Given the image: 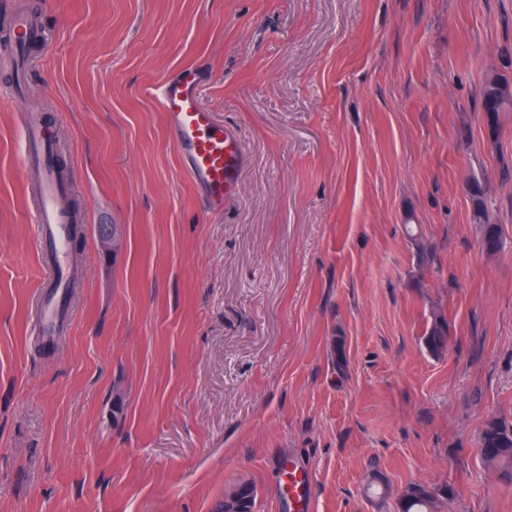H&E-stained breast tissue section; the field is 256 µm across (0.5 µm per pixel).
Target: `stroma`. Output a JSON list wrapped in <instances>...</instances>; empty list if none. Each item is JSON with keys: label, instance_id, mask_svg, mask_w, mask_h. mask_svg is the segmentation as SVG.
<instances>
[{"label": "stroma", "instance_id": "1", "mask_svg": "<svg viewBox=\"0 0 512 512\" xmlns=\"http://www.w3.org/2000/svg\"><path fill=\"white\" fill-rule=\"evenodd\" d=\"M24 8L46 37L23 73L0 65L23 88L0 110V512H211L242 482L254 512H292L289 458L314 512H396L418 482L454 486L445 512H512L478 445L512 424V112L493 141L477 104L488 72L512 80V0H0ZM188 65L243 143L218 212L152 94ZM19 109L52 130L83 221L52 348L30 333ZM468 191L473 207V223L481 226L482 247L495 253L500 248V239L486 204L484 188L478 180H473L468 185ZM422 343L433 355H439L441 348L448 343V322L439 311L432 314L430 325L422 336Z\"/></svg>", "mask_w": 512, "mask_h": 512}]
</instances>
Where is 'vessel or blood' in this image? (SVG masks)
<instances>
[{
	"label": "vessel or blood",
	"mask_w": 512,
	"mask_h": 512,
	"mask_svg": "<svg viewBox=\"0 0 512 512\" xmlns=\"http://www.w3.org/2000/svg\"><path fill=\"white\" fill-rule=\"evenodd\" d=\"M199 74L182 67L165 77L158 100L166 115L182 168L212 209H220L237 187L243 160L241 138L233 128L213 118L201 107ZM20 163L37 168L32 212L33 244L47 258V277L36 292L31 333L43 343H54L62 332V317L71 278L67 262L72 217L66 205L68 187L53 170V142L36 113L18 115ZM288 498L295 512H311V475L292 464L288 467Z\"/></svg>",
	"instance_id": "vessel-or-blood-1"
}]
</instances>
